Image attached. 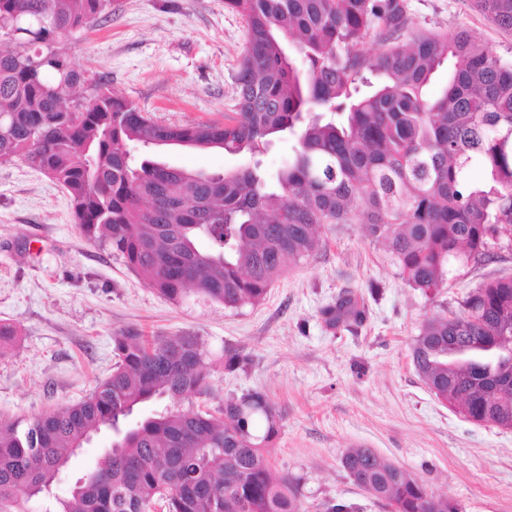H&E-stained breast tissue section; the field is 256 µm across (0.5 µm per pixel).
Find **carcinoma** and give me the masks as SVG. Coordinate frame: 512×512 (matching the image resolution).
<instances>
[{"instance_id":"cac0c4a2","label":"carcinoma","mask_w":512,"mask_h":512,"mask_svg":"<svg viewBox=\"0 0 512 512\" xmlns=\"http://www.w3.org/2000/svg\"><path fill=\"white\" fill-rule=\"evenodd\" d=\"M512 31V0H473ZM246 21L237 112L225 125L157 123L91 83L57 37L95 26L112 0H0V162L59 184L90 242L108 246L172 303L189 294L227 309L260 303L321 244L322 224H361L405 283L434 297L449 266L512 243V61L464 30L415 28L409 0H225ZM373 44L370 52L366 46ZM447 69V81L430 90ZM291 155L273 173L261 155ZM245 155L223 174L169 167L160 141ZM481 178L475 180L471 171ZM327 328L361 320L353 294L321 311ZM512 275L472 289L453 316L422 325L418 374L468 420L512 431ZM112 374L90 396L32 420L0 421V512H24L28 485L53 486L104 429L116 443L50 512H304L299 478L265 448L283 416L265 394L227 397L214 415L150 410L210 393L197 336L112 338ZM343 466L391 512H462L369 448Z\"/></svg>"}]
</instances>
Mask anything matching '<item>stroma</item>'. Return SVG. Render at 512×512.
I'll list each match as a JSON object with an SVG mask.
<instances>
[{
	"label": "stroma",
	"mask_w": 512,
	"mask_h": 512,
	"mask_svg": "<svg viewBox=\"0 0 512 512\" xmlns=\"http://www.w3.org/2000/svg\"><path fill=\"white\" fill-rule=\"evenodd\" d=\"M421 28L467 29L512 61V31L471 0H410ZM246 23L224 0H112L97 26L62 35L59 46L89 77L108 82L155 120L223 121L235 105L234 76ZM167 164L207 174L246 164L220 149L171 147ZM321 246L292 265L256 306L236 310L196 297L158 296L111 248L79 232L70 199L48 177L0 163V324L17 327L0 358V419L27 421L85 399L112 372V338L195 335L216 358L233 350L235 372L215 367L212 395L175 400L216 412L225 397L266 394L284 414L267 455L300 477L305 512L344 500L357 512H388L342 464L351 448L424 478L463 512H512V431L474 424L440 402L417 373L412 348L422 324L461 310L480 281L512 275V250L455 268L436 297L405 284L387 247L358 224H324ZM366 309L352 329H328L322 309L344 293Z\"/></svg>",
	"instance_id": "35a3bbf8"
}]
</instances>
